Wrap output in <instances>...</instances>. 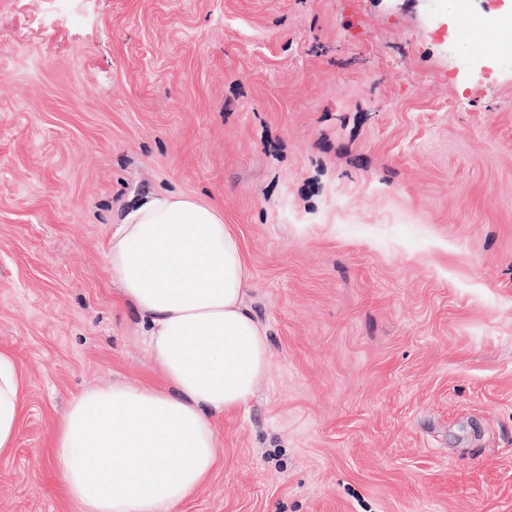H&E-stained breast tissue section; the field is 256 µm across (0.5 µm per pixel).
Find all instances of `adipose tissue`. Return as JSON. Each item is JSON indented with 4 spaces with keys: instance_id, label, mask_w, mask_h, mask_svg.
Segmentation results:
<instances>
[{
    "instance_id": "1",
    "label": "adipose tissue",
    "mask_w": 512,
    "mask_h": 512,
    "mask_svg": "<svg viewBox=\"0 0 512 512\" xmlns=\"http://www.w3.org/2000/svg\"><path fill=\"white\" fill-rule=\"evenodd\" d=\"M105 258L165 385L115 383L75 398L52 469L79 512H179L216 465L220 417L244 408L268 374L241 244L219 208L166 191L126 211ZM24 399L23 371L0 349V459L14 451Z\"/></svg>"
}]
</instances>
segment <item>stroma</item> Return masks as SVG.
Masks as SVG:
<instances>
[{
    "label": "stroma",
    "mask_w": 512,
    "mask_h": 512,
    "mask_svg": "<svg viewBox=\"0 0 512 512\" xmlns=\"http://www.w3.org/2000/svg\"><path fill=\"white\" fill-rule=\"evenodd\" d=\"M512 0H0V512H76L74 397L163 387L104 256L135 201L219 206L267 330L179 512H512ZM25 383L16 357L0 349V459L13 454L24 408Z\"/></svg>",
    "instance_id": "obj_1"
}]
</instances>
